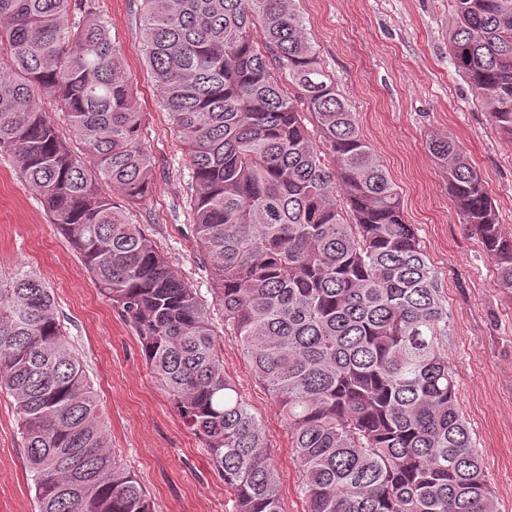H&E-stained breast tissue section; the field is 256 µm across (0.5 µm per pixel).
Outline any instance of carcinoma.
I'll use <instances>...</instances> for the list:
<instances>
[{
	"label": "carcinoma",
	"mask_w": 512,
	"mask_h": 512,
	"mask_svg": "<svg viewBox=\"0 0 512 512\" xmlns=\"http://www.w3.org/2000/svg\"><path fill=\"white\" fill-rule=\"evenodd\" d=\"M140 37L187 151L224 329L279 403L306 512H498L457 401L437 272L295 0H142ZM448 45L512 142V0H453ZM40 91L84 155L36 104ZM133 98L97 0H0V150L133 325L234 512H281L264 430L224 369L208 310L98 188L130 205L150 193ZM429 149L512 291V235L482 177L454 141ZM0 390L14 400L37 512H152L107 446L49 287L25 271L0 275Z\"/></svg>",
	"instance_id": "obj_1"
}]
</instances>
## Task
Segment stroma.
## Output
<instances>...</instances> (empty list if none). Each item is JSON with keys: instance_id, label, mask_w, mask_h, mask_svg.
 <instances>
[{"instance_id": "1", "label": "stroma", "mask_w": 512, "mask_h": 512, "mask_svg": "<svg viewBox=\"0 0 512 512\" xmlns=\"http://www.w3.org/2000/svg\"><path fill=\"white\" fill-rule=\"evenodd\" d=\"M110 37L143 114L150 195L132 208L168 262L211 306L216 346L261 421L280 486L282 512H305L299 472L279 406L225 335L193 233L188 157L141 50V0H99ZM306 33L364 138L417 225L450 315L448 361L456 396L480 449L499 512H512V292L500 288L480 240L467 232L430 153L455 141L479 170L505 233L512 234V143L492 130L448 50L451 0H296ZM24 269L52 289L58 318L83 362L107 425V442L151 498L154 512H232L233 495L200 440L183 425L141 355L132 324L100 294L39 197L0 151V273ZM0 512H36L13 400L0 393Z\"/></svg>"}]
</instances>
